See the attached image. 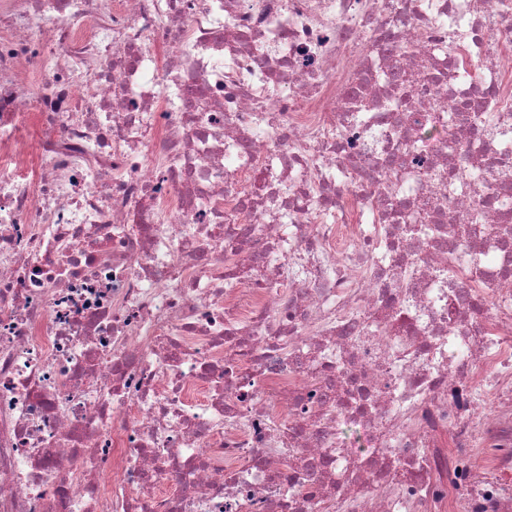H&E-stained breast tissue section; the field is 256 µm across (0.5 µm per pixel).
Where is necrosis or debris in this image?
Masks as SVG:
<instances>
[{
    "label": "necrosis or debris",
    "mask_w": 512,
    "mask_h": 512,
    "mask_svg": "<svg viewBox=\"0 0 512 512\" xmlns=\"http://www.w3.org/2000/svg\"><path fill=\"white\" fill-rule=\"evenodd\" d=\"M0 512H512V0H0Z\"/></svg>",
    "instance_id": "necrosis-or-debris-1"
}]
</instances>
